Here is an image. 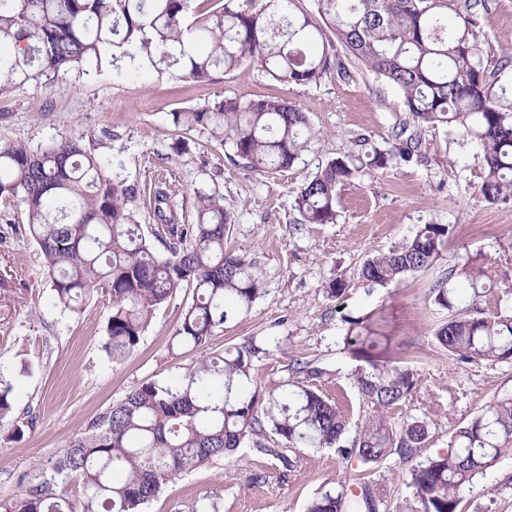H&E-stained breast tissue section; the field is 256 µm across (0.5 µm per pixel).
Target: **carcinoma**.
<instances>
[{
  "instance_id": "cac0c4a2",
  "label": "carcinoma",
  "mask_w": 512,
  "mask_h": 512,
  "mask_svg": "<svg viewBox=\"0 0 512 512\" xmlns=\"http://www.w3.org/2000/svg\"><path fill=\"white\" fill-rule=\"evenodd\" d=\"M0 0V75L12 87L90 68L150 69L213 83L245 63L283 84L317 83L352 74L354 59L403 93L414 123H442L476 143L487 169L478 185L488 204L512 199V99L493 91L507 54L484 60L480 37L490 0H315L316 16L293 10L294 0ZM273 12H268V9ZM330 32L334 40L319 46ZM189 131L229 142L245 167L293 166L312 134L307 113L280 97L226 99L173 113ZM421 140L412 134L367 165L410 161ZM355 154L336 158L299 188L294 207L302 224H334L337 191L362 171ZM176 191L153 187L156 237L141 232L133 205L138 189L108 173L86 136H65L44 149L0 136V200L23 207L40 248L56 301L79 314L108 301L104 349L118 363L138 346L155 312L180 288L193 292L171 349L208 345L224 324L266 292L254 264L224 247L235 223L217 192L195 194L192 223L178 222ZM446 224H422L399 247L366 258L359 282L370 294L433 266L448 240ZM477 289L489 268L477 253L457 263L432 288L433 303L453 307L448 281ZM343 350L361 362L352 388L365 420L349 435V407L318 385L325 372L293 359L268 390L255 375L266 349L253 340L230 346L165 381L132 388L90 418L83 432L47 469L18 477V494L0 512H141L168 483L214 464L247 445L295 467L301 449L334 448L342 459L374 467L396 455L411 460L428 447L424 418L401 424L392 410L422 388L400 357L379 350L371 316L346 319ZM460 364L512 362V312L475 304L452 315L434 334ZM512 453V396L497 400L453 429L448 449L409 471L415 512H457L473 480ZM370 481L354 498L340 484L315 496L306 512H380Z\"/></svg>"
}]
</instances>
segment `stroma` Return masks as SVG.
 <instances>
[{"mask_svg":"<svg viewBox=\"0 0 512 512\" xmlns=\"http://www.w3.org/2000/svg\"><path fill=\"white\" fill-rule=\"evenodd\" d=\"M482 26L483 55L512 53V0H491ZM352 76L283 85L242 65L209 85L186 78L127 69L42 78L0 94V133L39 149L63 135H87L112 174L136 185V220L145 235L157 224L149 195L156 177L177 189L175 202L193 207L198 190L218 191L235 222L227 244L254 262L266 292L251 309L228 321L208 346L171 350L169 340L192 297L181 289L160 307L134 352L121 363L106 354V301L83 313L65 310L53 297L36 242L25 233L24 210L0 201V381L12 387L15 416L0 422V496L17 488L20 473L48 466L85 421L120 401L134 386L162 380L211 353L247 340L264 352L255 363L262 384L277 381L296 358L331 375L328 392L348 390L353 422L364 419L350 376L356 366L342 350L346 318L382 312L381 332L391 351H405L427 392L393 414L395 421L427 418L433 439L422 457L446 450L451 431L495 400L512 396V362L457 364L433 339L448 310L429 297L448 267L471 254L488 255L493 282L480 289L483 306L496 307L512 290V200L490 205L477 192L482 152L442 124L421 127L420 156L386 168H366L338 191L333 224H302L296 193L329 161L355 152L357 136L387 149L413 121L402 92L361 65ZM257 100L278 96L308 115L313 134L288 170L258 173L243 166L230 144L175 125V112L203 106L215 96ZM446 224L451 233L437 263L401 282L365 293L357 273L367 255L399 246L417 225ZM346 280L341 298L327 283ZM33 412L32 426L17 419ZM358 462L334 450L302 454L281 473L276 462L249 447L214 465L184 474L143 512H305L319 492L352 479ZM409 463L392 457L369 470L381 512H413ZM263 482H255V474ZM457 512H512V455L499 459L464 492Z\"/></svg>","mask_w":512,"mask_h":512,"instance_id":"obj_1","label":"stroma"}]
</instances>
